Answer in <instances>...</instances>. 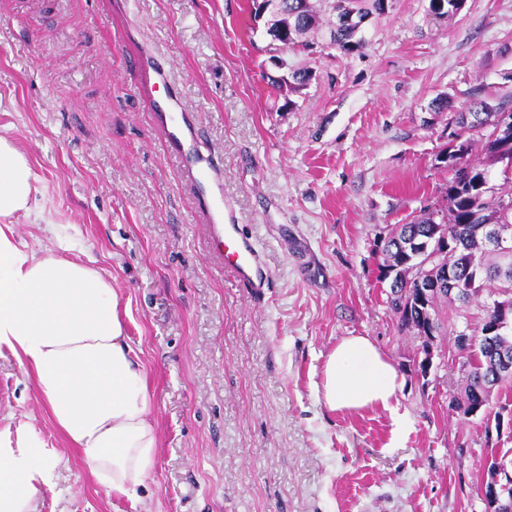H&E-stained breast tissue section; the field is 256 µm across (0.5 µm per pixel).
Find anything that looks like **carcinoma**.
Here are the masks:
<instances>
[{
  "instance_id": "cac0c4a2",
  "label": "carcinoma",
  "mask_w": 512,
  "mask_h": 512,
  "mask_svg": "<svg viewBox=\"0 0 512 512\" xmlns=\"http://www.w3.org/2000/svg\"><path fill=\"white\" fill-rule=\"evenodd\" d=\"M283 8L263 12V4L252 0L254 19H263L266 33L278 38L285 47L308 43L307 37L320 30L322 17L328 18L348 11L361 18L372 12L382 14L387 0H282ZM331 39L341 50L352 53L360 50L363 39L354 27H333ZM312 79L308 69L289 71L281 82L300 88ZM488 106L481 102L469 109L474 121H460L478 136L466 140L445 154V163L454 170L445 192L446 212L437 222L424 214L416 220L397 227L384 243L383 278L390 280L388 303L405 329H414L424 338L423 352H428L432 338L444 331L452 336L455 348L463 355L465 382L461 398H452L451 406L466 417L478 414L488 420L499 417L490 411L491 393L506 380H512V328L486 334L497 319V303L512 304V248L505 251L489 243L487 224L512 226V191L489 187L487 171L482 164L467 162L464 156L476 146L488 158L499 162L512 159V127H507L490 139L481 129L479 115ZM446 236L450 243L442 263L418 268V244L432 236ZM457 284V291H425L424 280L441 279L443 273ZM488 291L491 302L484 305V316L475 327L445 329L439 305L456 301L468 303L482 291Z\"/></svg>"
}]
</instances>
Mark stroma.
<instances>
[{
  "label": "stroma",
  "mask_w": 512,
  "mask_h": 512,
  "mask_svg": "<svg viewBox=\"0 0 512 512\" xmlns=\"http://www.w3.org/2000/svg\"><path fill=\"white\" fill-rule=\"evenodd\" d=\"M250 0H0V136L26 154L38 207L9 221L29 249L57 239L111 280L143 364L160 448L140 500L91 478L34 382L0 352V432L55 449L37 512H485L487 439L450 406L461 356L399 330L380 273L397 227L444 208L439 157L475 102L512 108V0H388L363 49L328 35L277 49ZM161 64L224 199L272 273L251 297L207 256L179 157L141 92ZM308 68L276 89V59ZM370 337L403 385L395 412L329 410L318 391L343 337Z\"/></svg>",
  "instance_id": "35a3bbf8"
}]
</instances>
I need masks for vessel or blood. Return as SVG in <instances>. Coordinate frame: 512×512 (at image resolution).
Returning a JSON list of instances; mask_svg holds the SVG:
<instances>
[{"mask_svg": "<svg viewBox=\"0 0 512 512\" xmlns=\"http://www.w3.org/2000/svg\"><path fill=\"white\" fill-rule=\"evenodd\" d=\"M135 66L148 73L145 92L154 105L156 125L163 141L183 159L185 176L201 191L198 209L208 228L210 255L234 269L251 294L261 295L271 276L256 243L245 235L241 225L224 206V189L216 179V162L197 154L183 113L172 106L174 97L167 92L164 69L142 60L136 61Z\"/></svg>", "mask_w": 512, "mask_h": 512, "instance_id": "obj_1", "label": "vessel or blood"}]
</instances>
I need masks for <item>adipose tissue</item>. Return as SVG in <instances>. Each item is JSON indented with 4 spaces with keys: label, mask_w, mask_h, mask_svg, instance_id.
<instances>
[{
    "label": "adipose tissue",
    "mask_w": 512,
    "mask_h": 512,
    "mask_svg": "<svg viewBox=\"0 0 512 512\" xmlns=\"http://www.w3.org/2000/svg\"><path fill=\"white\" fill-rule=\"evenodd\" d=\"M36 187L28 160L0 137V216L30 213ZM8 349L48 405L57 429L82 455L93 480L138 499L159 435L147 374L128 342L111 282L92 265L53 250L27 251L0 226V349ZM402 385L395 365L366 336L342 338L322 371L330 410H391ZM54 449L17 424L0 435V512H35L52 477Z\"/></svg>",
    "instance_id": "obj_1"
}]
</instances>
